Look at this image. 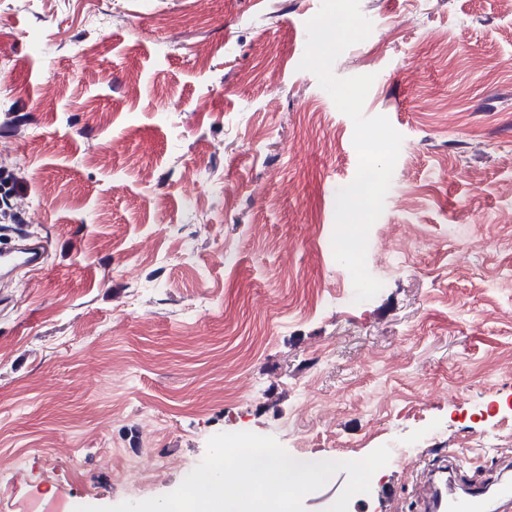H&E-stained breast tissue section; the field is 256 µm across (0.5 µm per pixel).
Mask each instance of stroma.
Instances as JSON below:
<instances>
[{"label": "stroma", "instance_id": "obj_1", "mask_svg": "<svg viewBox=\"0 0 512 512\" xmlns=\"http://www.w3.org/2000/svg\"><path fill=\"white\" fill-rule=\"evenodd\" d=\"M320 6L0 0V189L48 247L0 288V512L165 495L222 432L512 454V14L360 0L332 71L374 75L363 113L403 142L354 307V127L298 68ZM153 454L175 468L122 479ZM402 468L348 512H412Z\"/></svg>", "mask_w": 512, "mask_h": 512}]
</instances>
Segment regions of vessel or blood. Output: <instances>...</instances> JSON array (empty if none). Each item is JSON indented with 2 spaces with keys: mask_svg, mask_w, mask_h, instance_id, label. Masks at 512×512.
Listing matches in <instances>:
<instances>
[{
  "mask_svg": "<svg viewBox=\"0 0 512 512\" xmlns=\"http://www.w3.org/2000/svg\"><path fill=\"white\" fill-rule=\"evenodd\" d=\"M46 247L40 240H25L0 250V278L10 279L21 269L43 270ZM430 451L407 462L408 471L425 469ZM468 465L453 458L450 466L425 469L423 480L412 487L415 512H512V480L488 481L467 476Z\"/></svg>",
  "mask_w": 512,
  "mask_h": 512,
  "instance_id": "obj_1",
  "label": "vessel or blood"
}]
</instances>
